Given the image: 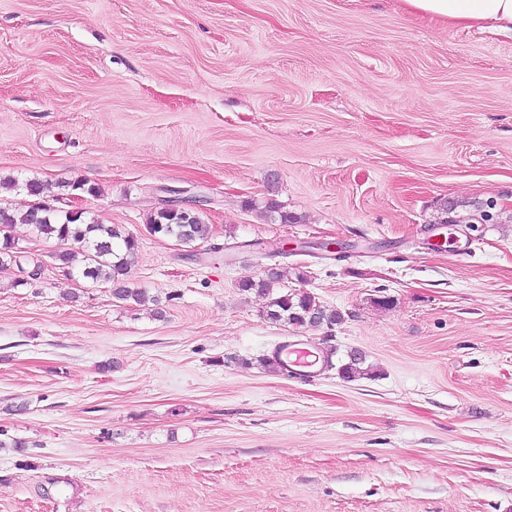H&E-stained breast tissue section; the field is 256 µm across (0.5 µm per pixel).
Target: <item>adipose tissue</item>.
Wrapping results in <instances>:
<instances>
[{"label":"adipose tissue","instance_id":"adipose-tissue-1","mask_svg":"<svg viewBox=\"0 0 512 512\" xmlns=\"http://www.w3.org/2000/svg\"><path fill=\"white\" fill-rule=\"evenodd\" d=\"M414 10L424 12L452 27L512 31V0H404Z\"/></svg>","mask_w":512,"mask_h":512}]
</instances>
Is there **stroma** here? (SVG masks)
<instances>
[{"label": "stroma", "instance_id": "stroma-1", "mask_svg": "<svg viewBox=\"0 0 512 512\" xmlns=\"http://www.w3.org/2000/svg\"><path fill=\"white\" fill-rule=\"evenodd\" d=\"M0 178L14 212L38 179L123 226L164 310L14 226L44 272H0V512H512L511 32L401 0H0ZM173 189L208 241L148 234ZM450 201L491 216L457 256L426 247ZM271 268L342 322L264 317L239 285ZM285 339L332 368H265ZM353 350L372 377L339 375Z\"/></svg>", "mask_w": 512, "mask_h": 512}]
</instances>
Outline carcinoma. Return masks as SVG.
<instances>
[{"label": "carcinoma", "instance_id": "obj_1", "mask_svg": "<svg viewBox=\"0 0 512 512\" xmlns=\"http://www.w3.org/2000/svg\"><path fill=\"white\" fill-rule=\"evenodd\" d=\"M459 207L461 204L458 202L445 207L439 223H448L450 216L457 224L490 220L482 211L464 217L458 212ZM16 224H27L39 236L68 245V248L54 253L55 261L59 262V267L66 270V273L76 270L92 283L109 287L113 299L140 306L151 304L154 306L153 315L163 316L159 297L130 286L129 260L136 252L138 243L134 236L122 231L120 227L89 220L83 211L72 213L33 206L17 214L0 206V269L16 268L18 262L25 259L24 250L19 248L12 234ZM147 226H159L162 235L190 247L207 240L211 234L210 225L197 212L186 215L179 211H157L150 217ZM281 280V273L271 268L266 278L257 282L244 281L239 288L243 292L254 290L264 296L267 299L266 317L274 322L316 327L323 324L335 325L343 320L340 312L320 304L309 292L301 289L275 292ZM364 361L365 358L359 353L348 354V362L339 367L340 375L347 381L366 375L367 371L362 368Z\"/></svg>", "mask_w": 512, "mask_h": 512}]
</instances>
